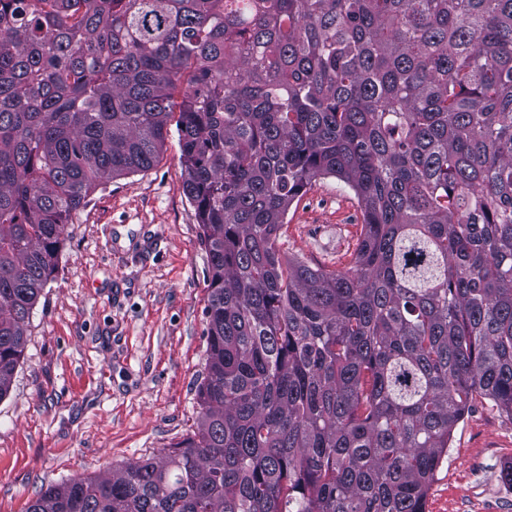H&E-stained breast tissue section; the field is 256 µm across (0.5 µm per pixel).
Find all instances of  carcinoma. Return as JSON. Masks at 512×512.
<instances>
[{"mask_svg":"<svg viewBox=\"0 0 512 512\" xmlns=\"http://www.w3.org/2000/svg\"><path fill=\"white\" fill-rule=\"evenodd\" d=\"M172 125L195 430L28 512H425L473 396L512 416V0H0V400L71 212ZM322 176L363 214L343 270L277 246Z\"/></svg>","mask_w":512,"mask_h":512,"instance_id":"obj_1","label":"carcinoma"}]
</instances>
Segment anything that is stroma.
<instances>
[{
    "label": "stroma",
    "mask_w": 512,
    "mask_h": 512,
    "mask_svg": "<svg viewBox=\"0 0 512 512\" xmlns=\"http://www.w3.org/2000/svg\"><path fill=\"white\" fill-rule=\"evenodd\" d=\"M362 224L354 192L326 177L294 201L278 247L310 267L341 269L354 261ZM208 275L173 133L152 168L98 185L70 216L58 271L0 400V512H27L48 485L99 477L194 430ZM510 459L512 417L475 397L426 512H512L501 477Z\"/></svg>",
    "instance_id": "obj_1"
}]
</instances>
